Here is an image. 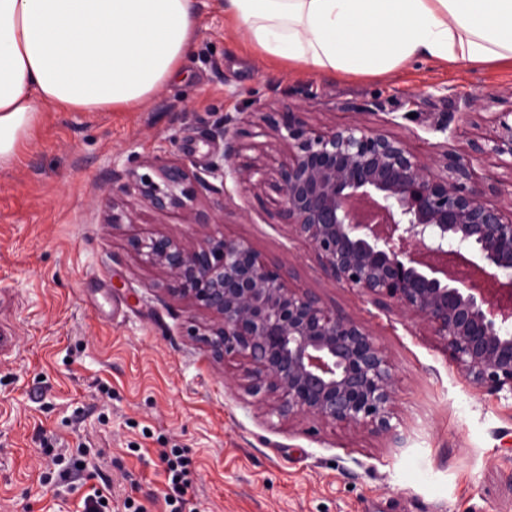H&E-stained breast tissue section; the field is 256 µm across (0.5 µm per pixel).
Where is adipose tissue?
Here are the masks:
<instances>
[{
    "label": "adipose tissue",
    "instance_id": "ef3b65f1",
    "mask_svg": "<svg viewBox=\"0 0 512 512\" xmlns=\"http://www.w3.org/2000/svg\"><path fill=\"white\" fill-rule=\"evenodd\" d=\"M266 58L384 76L422 60L512 68V0H220ZM197 0H0V163L37 113L125 112L173 80Z\"/></svg>",
    "mask_w": 512,
    "mask_h": 512
}]
</instances>
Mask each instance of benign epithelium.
I'll use <instances>...</instances> for the list:
<instances>
[{
	"mask_svg": "<svg viewBox=\"0 0 512 512\" xmlns=\"http://www.w3.org/2000/svg\"><path fill=\"white\" fill-rule=\"evenodd\" d=\"M478 156L512 157V123ZM288 149L268 173L241 164L238 118L224 115L222 163L207 173L244 192L269 186L279 217L309 243L325 276L373 305L427 323L470 382L512 395V209L486 199L471 158L444 154L436 173L403 141L360 125L317 132L296 112H259ZM162 183L129 182L159 212L194 210L199 183L180 166L159 168ZM130 249L165 275L164 291L207 313L200 340L212 357L248 360L247 391L280 416L371 427L394 436V374L373 333L331 310L291 272L246 240L209 234L196 243L133 237ZM475 255L474 262L468 256Z\"/></svg>",
	"mask_w": 512,
	"mask_h": 512,
	"instance_id": "obj_1",
	"label": "benign epithelium"
}]
</instances>
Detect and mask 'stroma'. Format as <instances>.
<instances>
[{
  "label": "stroma",
  "mask_w": 512,
  "mask_h": 512,
  "mask_svg": "<svg viewBox=\"0 0 512 512\" xmlns=\"http://www.w3.org/2000/svg\"><path fill=\"white\" fill-rule=\"evenodd\" d=\"M300 113L312 128L362 125L403 140L439 167L500 131L512 110V69L432 62L384 79H339L275 67L245 33L203 7L178 81L128 112L41 113L0 165V512H82L102 479L167 512L162 448L192 460L195 512H512V395L469 382L422 321L383 310L323 273L313 248L290 239L272 188H197L195 214L160 213L121 191L159 167L203 173L239 120L240 160L272 171L286 148L256 109ZM132 221L110 224L112 202ZM247 240L291 269L292 287L369 328L395 377L392 420L403 444L368 427L271 412L246 390L243 361L212 358L192 336L207 314L165 295L164 276L128 248L163 234ZM98 471L76 490L44 484L59 462Z\"/></svg>",
  "instance_id": "obj_1"
}]
</instances>
